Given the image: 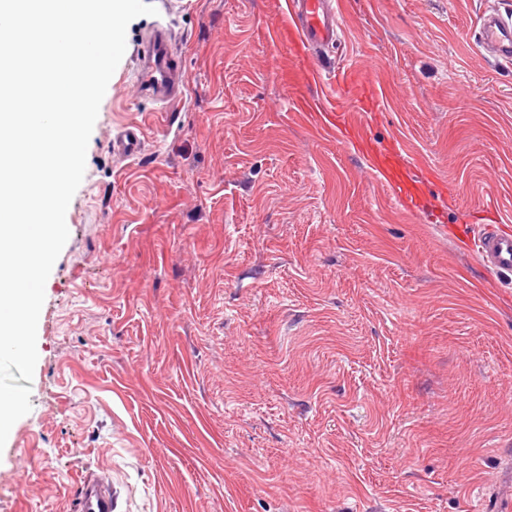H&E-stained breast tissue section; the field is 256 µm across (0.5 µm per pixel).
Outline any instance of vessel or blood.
<instances>
[{
    "label": "vessel or blood",
    "instance_id": "obj_1",
    "mask_svg": "<svg viewBox=\"0 0 512 512\" xmlns=\"http://www.w3.org/2000/svg\"><path fill=\"white\" fill-rule=\"evenodd\" d=\"M288 25L285 34L303 63L307 74L320 79L333 76L336 82V110L342 113L344 126L354 136L362 129L345 107L346 101L360 105L376 104L377 87L355 66H347L335 73H327L320 58L329 46L335 44L344 24L341 0H285ZM478 41L483 50L498 61H512V16L500 9L485 10L477 22ZM136 85L141 94L155 101L172 104L181 100L188 85L187 75L172 46L167 26L159 24L143 38ZM114 155L133 158L143 146L140 127L130 126L111 141ZM366 158L375 175L398 197H416L419 180L409 173V162L402 151L378 153L367 150ZM472 251L489 272L512 275V232L498 224H477L469 233ZM112 487L104 477H84L72 505L73 512H112Z\"/></svg>",
    "mask_w": 512,
    "mask_h": 512
}]
</instances>
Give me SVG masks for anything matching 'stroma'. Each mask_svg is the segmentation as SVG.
Masks as SVG:
<instances>
[{"mask_svg":"<svg viewBox=\"0 0 512 512\" xmlns=\"http://www.w3.org/2000/svg\"><path fill=\"white\" fill-rule=\"evenodd\" d=\"M323 58L384 96L382 152L432 177L392 197L287 43L284 0L142 15L101 102L45 285L30 412L0 450V512H505L512 284L470 225L512 221V64L477 17L512 0H344ZM172 28L189 78L157 111L132 80ZM139 157L112 153L125 125ZM105 476H85L73 500L74 512H112V485Z\"/></svg>","mask_w":512,"mask_h":512,"instance_id":"obj_1","label":"stroma"}]
</instances>
